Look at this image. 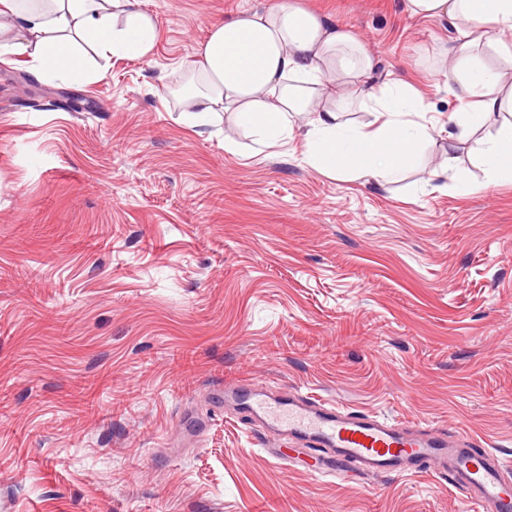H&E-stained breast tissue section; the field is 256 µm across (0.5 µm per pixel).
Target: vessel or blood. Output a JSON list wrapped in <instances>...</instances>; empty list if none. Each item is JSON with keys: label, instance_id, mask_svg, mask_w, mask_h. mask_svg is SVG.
<instances>
[{"label": "vessel or blood", "instance_id": "1", "mask_svg": "<svg viewBox=\"0 0 512 512\" xmlns=\"http://www.w3.org/2000/svg\"><path fill=\"white\" fill-rule=\"evenodd\" d=\"M231 398L281 439L303 441L292 455L277 446L268 449L276 462L305 465L314 477L329 473L345 479L426 470L447 478L478 512H512V477L499 457L475 449L467 436L318 403L299 391L276 398L255 389Z\"/></svg>", "mask_w": 512, "mask_h": 512}]
</instances>
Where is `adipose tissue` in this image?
I'll return each instance as SVG.
<instances>
[{"label":"adipose tissue","mask_w":512,"mask_h":512,"mask_svg":"<svg viewBox=\"0 0 512 512\" xmlns=\"http://www.w3.org/2000/svg\"><path fill=\"white\" fill-rule=\"evenodd\" d=\"M404 7L448 30L439 70L467 107L446 125L425 120L428 104L405 82L372 83L366 47L293 0L212 24L198 49V81L183 95L188 118L203 124L232 113L262 148L286 146L304 127L312 166L377 183L402 173L416 146L434 134L453 147L490 119L494 132L482 149L488 177L512 178V74L488 67L476 53L483 45L504 50L500 36L512 31V0H404ZM157 29L138 0H0V49L26 52L42 81H90L100 61L145 58ZM355 107L373 112L370 126L346 120Z\"/></svg>","instance_id":"obj_1"}]
</instances>
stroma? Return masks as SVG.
<instances>
[{
  "label": "stroma",
  "instance_id": "1",
  "mask_svg": "<svg viewBox=\"0 0 512 512\" xmlns=\"http://www.w3.org/2000/svg\"><path fill=\"white\" fill-rule=\"evenodd\" d=\"M378 73L460 108L448 32L402 0H298ZM257 0H139L158 35L103 77L44 82L0 53V512H476L430 473L274 463L226 386L471 437L512 461V180L432 190L448 144L378 185L251 154L230 115L182 120L210 25ZM95 386L97 409L72 399Z\"/></svg>",
  "mask_w": 512,
  "mask_h": 512
}]
</instances>
